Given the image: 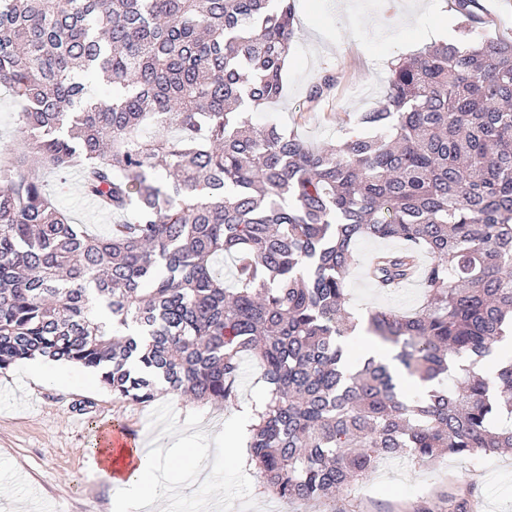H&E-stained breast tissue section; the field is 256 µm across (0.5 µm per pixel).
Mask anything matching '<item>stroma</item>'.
I'll return each instance as SVG.
<instances>
[{"label":"stroma","mask_w":512,"mask_h":512,"mask_svg":"<svg viewBox=\"0 0 512 512\" xmlns=\"http://www.w3.org/2000/svg\"><path fill=\"white\" fill-rule=\"evenodd\" d=\"M417 0H296L298 37L285 66V89L270 107L251 109L258 126L294 129L322 146L355 130L360 112L383 99L392 62L432 45L437 21L416 27L409 18ZM340 79L317 106L307 97L325 70ZM46 189L75 223L107 234L115 216L102 213L81 187L79 171L67 179L44 176ZM386 241L356 243L345 275L349 307L363 314L373 307L402 313L423 303L422 288L385 293L374 288L367 268ZM63 373L60 381L47 371ZM76 364L23 360L0 370V512H113L116 487L98 464L95 450L109 426L134 429L142 451L159 449L158 475L169 491L160 512H287L266 490L250 462L248 448H227L221 434L237 428L238 410L263 399L267 387L256 357L242 359L234 403H201L159 391L149 404L121 402ZM467 498L474 512H512V450L501 454L452 456L434 465L407 457L379 460L347 492L337 495L336 512H418L434 504L453 512Z\"/></svg>","instance_id":"stroma-1"}]
</instances>
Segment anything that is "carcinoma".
<instances>
[{
	"label": "carcinoma",
	"mask_w": 512,
	"mask_h": 512,
	"mask_svg": "<svg viewBox=\"0 0 512 512\" xmlns=\"http://www.w3.org/2000/svg\"><path fill=\"white\" fill-rule=\"evenodd\" d=\"M455 5L477 22L478 0ZM297 34L295 0H0V87L24 142L0 153V370L41 356L97 371L121 401L162 384L225 406L249 351L268 384L251 460L289 505L333 499L382 457L512 448V360L477 369L512 332V40L398 60L358 119L388 134L313 148L242 111L280 98ZM45 167L79 169L127 219L88 233ZM361 239L401 243L379 254L381 289L429 256L419 311L368 313L418 396L381 361L350 363Z\"/></svg>",
	"instance_id": "1"
}]
</instances>
